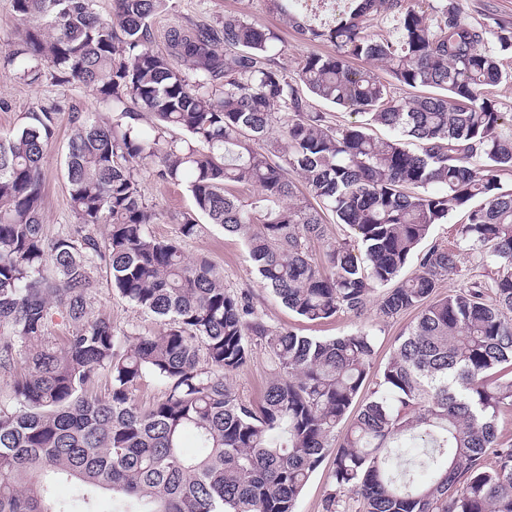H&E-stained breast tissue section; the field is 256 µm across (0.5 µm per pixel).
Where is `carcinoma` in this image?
<instances>
[{
	"label": "carcinoma",
	"mask_w": 512,
	"mask_h": 512,
	"mask_svg": "<svg viewBox=\"0 0 512 512\" xmlns=\"http://www.w3.org/2000/svg\"><path fill=\"white\" fill-rule=\"evenodd\" d=\"M12 2L30 25L0 52V70L35 85L47 68L111 118L70 115L78 223L50 239L43 159L59 112L40 106L0 138V371L26 364L0 401V512H100L102 491L109 512H294L336 440L327 512L342 493L359 512H512V444L496 426L512 409V189L498 179L512 169V119L489 92L512 83L501 64L512 28L469 23L460 0H346L323 23L285 9L301 40L333 46L290 76L277 35L236 15L175 24L156 50L151 21L169 0H112L109 17L94 0ZM379 18L391 35L370 32ZM396 86L416 95L399 99ZM309 95L363 120L330 126L307 111ZM140 166L186 180L196 211L244 239L261 287L298 316L419 310L364 401L370 333L319 339L269 325L207 257L149 233ZM453 210L465 216L458 246L420 249ZM329 214L363 256L328 241L321 261L310 257ZM98 224L102 237L86 232ZM463 249L496 277L467 276L435 298L460 275ZM100 261L159 333L117 332L90 311ZM56 313L62 347L50 336ZM255 345L269 363L257 404L230 385ZM147 377L160 396L144 407L135 391ZM57 483L74 484L72 502L54 499Z\"/></svg>",
	"instance_id": "carcinoma-1"
}]
</instances>
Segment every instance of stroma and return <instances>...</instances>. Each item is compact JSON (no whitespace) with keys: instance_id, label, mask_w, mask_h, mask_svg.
Returning <instances> with one entry per match:
<instances>
[{"instance_id":"1","label":"stroma","mask_w":512,"mask_h":512,"mask_svg":"<svg viewBox=\"0 0 512 512\" xmlns=\"http://www.w3.org/2000/svg\"><path fill=\"white\" fill-rule=\"evenodd\" d=\"M237 14L249 20L276 28L282 38L280 60L289 70H296L310 54H327L331 46L325 42H304L286 25L274 9L271 0H170L167 11L156 15L152 22L155 48H162L164 33L169 26L187 20L217 24L225 15ZM56 105L59 111L58 135L48 150L44 162L43 231L55 237L75 223L76 217L69 205L68 188L64 177L66 142L70 133L69 115L73 112H93L99 119L109 114L99 105L88 89L60 85L44 78L39 85H28L13 75L0 73V137L9 138L24 125V116L38 106ZM139 183L146 203L156 213L150 225L152 235L173 239L178 235L177 220L193 212V199L183 184L160 181L149 169H140ZM186 256L207 255L224 276V284L234 293H249L254 305L266 321L275 327H285L302 336L331 338L358 330L369 331L375 338L374 365L371 377H379L401 336L407 334L417 313L410 310L397 317L383 319L374 309L355 316L341 313L334 318L311 322L291 312L267 289L261 287L244 240L225 235L223 230L207 220H200L194 237L182 240ZM97 287L90 297L95 315L107 318L119 331H130L143 336L156 335L160 322L122 298L106 280L104 271H97ZM268 379L267 356L262 348H255L250 362L232 378L234 390L247 401H259ZM334 466L333 452L311 475L299 495L295 512H326V501L333 487L330 472Z\"/></svg>"}]
</instances>
